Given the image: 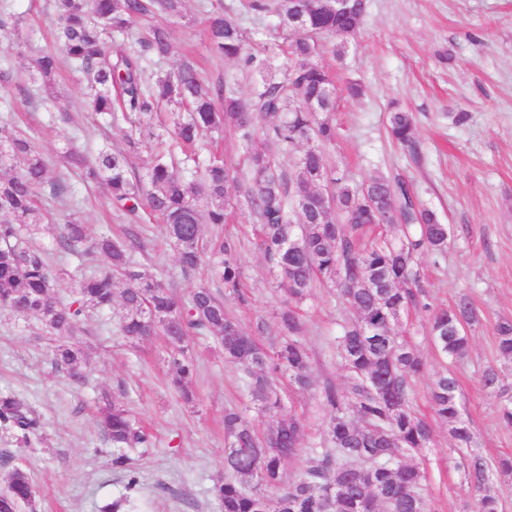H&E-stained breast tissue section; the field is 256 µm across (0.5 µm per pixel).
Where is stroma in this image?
<instances>
[{"label":"stroma","instance_id":"35a3bbf8","mask_svg":"<svg viewBox=\"0 0 512 512\" xmlns=\"http://www.w3.org/2000/svg\"><path fill=\"white\" fill-rule=\"evenodd\" d=\"M221 6L236 13L247 50L259 49L270 18L243 11L240 0H188L186 17L166 23L170 53L161 67L172 71L183 57H194L206 86L232 78L246 97L258 75L215 57L208 47L204 19ZM5 7L17 31L15 45L0 44V70L11 75L0 83V126L32 137L49 162V180L65 179L88 237L96 238L121 219L103 190L65 173L58 157L71 146L92 156L122 145L127 126L97 119L71 71L57 74L50 87L23 89L19 81L32 57L53 45L50 0H6ZM334 43L322 38V49L312 58L331 72L336 85V139L326 148L329 163L353 185L380 176L406 181L419 204L449 226L447 253L420 255L418 269L430 308L452 305L465 294L480 310L469 354L454 366L461 413L472 423L484 456H512V427L500 420L496 400L480 382L484 367L499 363L497 322L512 319V0H367L341 57H334ZM352 82L359 96H349L346 87ZM396 107L414 114L415 149L398 147L390 136L389 114ZM62 112L74 116L76 126L60 123ZM456 112L468 113V120L454 123ZM256 223L251 210L242 207L224 226L241 242L248 295L247 303L231 299L226 306L246 326L272 319L283 300L253 235ZM148 228L140 257L144 271L174 272L176 251L161 224L152 219ZM121 315L116 303L89 323L81 338L89 381L82 385L54 370L52 338L36 319L0 310V394L25 399L42 421L41 430L26 441L0 427V489L18 467L30 477L36 512H100L124 495L125 481L112 466L113 449L103 443L97 419L98 399L106 392L153 434L152 447L130 454L140 480L137 512H220L214 487L224 478V409L245 404L237 369L225 363L212 339L196 340L198 399L187 406L168 387L161 340L129 344L116 332ZM301 315L302 341L318 386L302 393L285 388L281 398L284 408L304 413L308 441L314 444L324 419L319 386L344 381L332 340L345 311L335 289L320 286L303 303ZM428 320V310H418L400 324L424 362L413 380L412 404L434 428L422 462L426 493L434 512H478L476 497L460 484L448 426L432 415L430 386L443 361L427 339Z\"/></svg>","mask_w":512,"mask_h":512}]
</instances>
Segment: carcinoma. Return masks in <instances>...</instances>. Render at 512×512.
Here are the masks:
<instances>
[{
  "mask_svg": "<svg viewBox=\"0 0 512 512\" xmlns=\"http://www.w3.org/2000/svg\"><path fill=\"white\" fill-rule=\"evenodd\" d=\"M53 2L62 55L40 54L30 81L46 87L61 66L71 67L82 74L93 112L130 123L129 148L151 142L155 150L141 175L130 173L121 150L104 148L92 162L72 150L62 156L64 166L76 167L86 181L105 186L113 207L127 221L122 234L103 232L88 247L78 203L70 199L66 184L46 180L47 162L29 137L0 127V309L35 316L59 338L51 364L81 382L87 358L70 339L85 331L90 315L120 300L119 335L131 343L164 337L163 361L172 386L187 404L195 401L197 375L190 339L206 336L220 344L224 361L238 369L257 416L276 418L262 433L244 412L224 410V481L215 487L221 512H432L423 490L424 469L405 461L433 443L432 425L411 407L412 381L424 364L398 327L407 311L430 309L415 259L424 252L436 257L445 252L448 225L416 204L401 179L378 177L353 187L336 176L325 153L336 138L330 119L334 81L311 62L323 35L340 39L333 53H344L365 0L351 3L352 11L341 18L318 15L313 37L290 22L301 0H247L252 11L278 19L265 32L264 49L248 55L232 10L211 11V52L260 75L247 99L227 80L213 89L205 86L190 59L172 73L150 71L169 52L163 25H147L138 47L128 45L131 30L142 21L185 17L186 0ZM283 44L288 63L275 67L276 49ZM258 122L281 149L292 150L303 142L312 146L295 156L292 181L278 173L273 155L246 152L243 198L259 223V246L274 285L286 296L274 325L261 319L247 330L225 305L228 298L246 302L240 289L239 242L223 231L235 197L222 159L200 164L205 150L200 133L231 128L246 144ZM389 127L398 145L415 146L413 113H391ZM46 193L67 212L58 229L45 221L39 207ZM147 211L162 222L176 250L175 279L147 274L136 261L145 250L141 226ZM204 224L213 226L209 239L203 236ZM382 224L397 227L398 235L379 233ZM40 234L53 238L55 250L75 257L80 274H71L29 244ZM93 254L104 256L108 265L87 266L86 258ZM205 265L218 271L224 292L200 285L180 292L178 281L192 280ZM324 282L336 287L353 314L334 340L346 376L340 388L324 384V438L309 449L310 464L287 480L284 465L298 455L308 430L303 415L283 410L277 382L286 377L297 392L316 385L301 340L302 324L290 302H302ZM67 283L71 294L63 298L59 289ZM477 321L471 299L462 295L454 307L432 312L431 342L443 357L459 362L468 355V329ZM496 331L500 358L512 361V321H500ZM258 336L272 337L274 348L259 345ZM481 385L496 396L503 423L512 426V389L504 384L500 369L487 366ZM430 403L434 414L448 423L451 450L460 456L463 482L477 497L479 512H503L501 486L512 481V458L491 463L476 448V435L459 409L458 379L452 370L437 373ZM100 415L105 439L114 448L112 466L125 472L127 489L134 490L139 477L130 466L129 452L150 447L151 435L121 403L104 401ZM0 425L26 440L40 429V420L23 399L0 394ZM31 499L27 473L14 469L0 491V512H20Z\"/></svg>",
  "mask_w": 512,
  "mask_h": 512,
  "instance_id": "1",
  "label": "carcinoma"
}]
</instances>
